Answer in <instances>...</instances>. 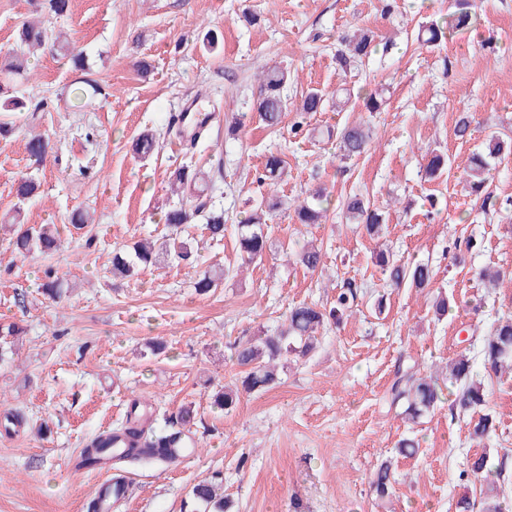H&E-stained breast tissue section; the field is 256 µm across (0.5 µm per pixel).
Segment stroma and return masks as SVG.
Masks as SVG:
<instances>
[{
    "label": "stroma",
    "instance_id": "1",
    "mask_svg": "<svg viewBox=\"0 0 512 512\" xmlns=\"http://www.w3.org/2000/svg\"><path fill=\"white\" fill-rule=\"evenodd\" d=\"M453 4L73 0L69 14L49 16L87 53L91 69L72 70L48 53L34 59L30 80L16 86L29 110L20 130L0 139V324L23 329L14 341L0 338V512H88L104 473L77 469L75 459L134 400L159 429L192 407L196 452L164 467L121 465L131 483L118 512H204L192 488L217 473L229 512H455L461 497L479 498L470 462L481 449L469 439L467 418L444 406L411 429L391 400L398 366L425 374L463 350L479 358L492 325L512 317V282L487 288L476 277L485 267L512 268V207L483 213L461 180L490 136L512 137V0H469L481 21L477 35L420 46V24ZM37 8V0H0V50L16 48L19 26ZM361 28L373 31L377 47L341 70L340 39ZM210 29L224 37L212 52L201 46ZM274 66L290 74L289 103L319 88L329 96L324 110L304 120L292 111L278 129L264 127L255 109L259 76ZM86 79L99 91L72 107L71 91ZM369 94L380 111H365ZM195 95L211 122L183 146L171 120ZM464 110L473 134L461 140L454 126ZM361 119L372 127L370 148L342 160L327 132ZM145 130L156 133L158 148L141 159L131 141ZM32 133L53 146L35 171L25 150ZM272 152L286 162L273 192L283 206L266 228L271 253L245 265L235 228L272 193L259 181ZM433 152L447 154L448 168L428 182L421 167ZM183 165L209 173V200L224 210L223 240L195 222L187 230L195 264L168 260L113 277V252L164 235L161 217L179 203L169 177ZM29 170L40 195L22 205L14 183ZM320 187L330 193L326 220L298 223L295 202ZM355 193L383 212L395 258L431 265V293L388 286L375 263L376 240L341 214L340 201ZM78 207L92 218L79 231L68 223ZM16 214L28 225H56L62 250L16 256L6 229ZM458 237L476 239L478 249L453 250ZM307 241L323 249L314 272L289 260ZM213 265L229 277L197 294L199 271ZM49 270L70 283L55 301L41 290ZM347 280L363 291L355 317L324 328L309 357L289 358L275 387L241 397L227 414L212 407V394L241 375L232 359L238 341L279 332L289 307L326 304ZM438 293L454 304L442 318L433 308ZM381 295L386 306L377 315L372 305ZM156 342L164 353L152 354ZM484 386L496 424L490 456L503 466L500 498L512 505V371ZM16 414L21 424L10 423ZM407 436L420 442L408 458L397 452ZM386 459L396 481L381 501L369 481Z\"/></svg>",
    "mask_w": 512,
    "mask_h": 512
}]
</instances>
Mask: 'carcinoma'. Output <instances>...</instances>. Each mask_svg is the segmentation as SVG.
<instances>
[{
	"mask_svg": "<svg viewBox=\"0 0 512 512\" xmlns=\"http://www.w3.org/2000/svg\"><path fill=\"white\" fill-rule=\"evenodd\" d=\"M476 24V16L463 4H456V9L440 22L424 26L418 33V41L426 46H434L448 34L467 33ZM17 40L23 50L8 52L0 56V75L10 81L14 78L26 79L30 75L28 55L37 52L62 54L70 59L79 70L87 68L88 60L84 51L67 40L62 33L55 31L39 20L28 21L19 28ZM345 49L336 56L342 70H347L352 63L361 61L374 51V35L363 32L344 39ZM288 81V71L272 67L262 72L260 77V95L257 112L266 127L277 129L281 123L287 103L282 90ZM324 108L323 95L317 90L309 91L296 111L305 115L309 112H321ZM26 109L25 101L9 93L8 85L0 84V137L7 138L18 128L20 114ZM342 159L354 160L366 153L370 141V129L362 123L345 126L337 135ZM156 136L144 132L133 140V153L139 157L151 155L156 148ZM49 141L40 135L31 136L26 142V152L34 165L43 163L49 153ZM512 156V141L492 136L485 150L473 154L464 171V180L471 192L481 200V207L493 208L496 200L486 190L491 162L501 163ZM447 166V158L442 154L430 155L422 166L425 180L434 181L440 177ZM285 161L271 153L266 156L263 165V181L269 187H276L285 174ZM208 174L201 170L180 167L171 174L172 191L188 198V202L171 208L164 214V223L168 234L162 242L141 241L132 247V251H118L112 258V272L115 275L131 277L138 271L160 264L168 256H175L182 262L193 263L196 252L189 239L183 236L187 225L199 216L204 217L205 229L211 239L224 238V212L206 210L202 201L203 185L207 183ZM40 182L31 173L22 174L15 183V194L23 202L39 195ZM328 196L319 191L313 195L312 202L305 201L295 207V214L300 224H319L326 217L324 203ZM275 205L261 207L252 211L243 223L237 225L236 236L241 259L250 263L266 255L269 249L267 234L263 225L273 217ZM346 220L363 227L372 238H378L383 231L382 214L370 208V204L356 195L349 197L342 205ZM14 252L27 256L33 251L43 253L56 252L61 247V238L53 224L28 227L19 219L10 225ZM297 263L310 271H315L322 263L321 251L314 247H302L295 254ZM376 264L386 276L392 288L409 285L419 290L432 287L434 276L431 267L423 262H404L393 257L387 250L376 253ZM228 272L224 270H206L198 275L196 290L207 294L221 285ZM62 277L48 272L43 284L44 294L51 299L61 297L63 293ZM358 287L347 283L336 290L333 305L320 309L315 305L302 304L288 310L286 328L276 336H256L240 341L235 346L236 364L245 369L244 375L233 385H224L213 395L214 406L229 412L238 404L244 394L264 391L278 379L279 364L282 358L292 354L304 358L315 349L316 334L332 321L339 324L352 317L359 307ZM484 371L498 374L505 369H512V319L498 321L481 349ZM448 380L457 384L458 390L451 407L466 414L486 404V393L482 382L473 378V361L462 351L448 365ZM393 401L402 404V418L409 423H416L421 418L434 412L441 402L442 392L437 378L433 375L414 377L405 372L397 376L391 388ZM139 405L134 404L117 427V432H100L81 450L76 459L78 469L101 468L109 462L106 448L116 435L128 440L129 447L119 462L137 465L167 466L174 462L172 449L185 442V434L194 424L193 409L184 407L179 411V427L171 431H157L152 419L143 417L138 412ZM495 430L493 417L483 414L469 422L468 435L478 445L490 437ZM489 455L483 453L472 459L470 471L481 483L480 512H504L505 504L496 492V477L500 476L494 467L488 465ZM395 483L392 463L382 462L373 473L370 481L376 498L383 500L390 496ZM194 499L205 505L208 512H225L227 505L224 497L223 481L212 479L196 485L192 491Z\"/></svg>",
	"mask_w": 512,
	"mask_h": 512,
	"instance_id": "cac0c4a2",
	"label": "carcinoma"
}]
</instances>
